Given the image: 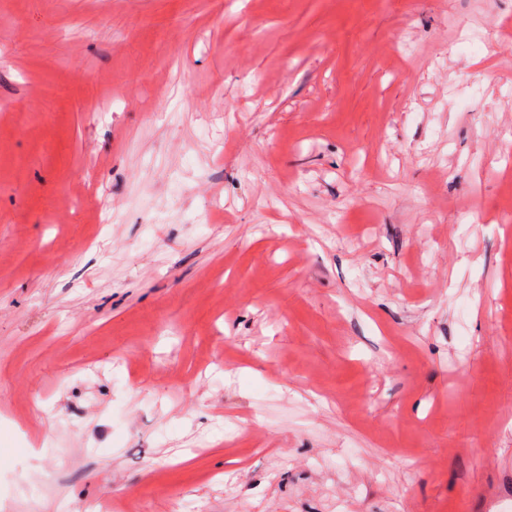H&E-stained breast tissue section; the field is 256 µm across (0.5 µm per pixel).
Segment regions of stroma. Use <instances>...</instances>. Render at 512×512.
<instances>
[{
	"label": "stroma",
	"mask_w": 512,
	"mask_h": 512,
	"mask_svg": "<svg viewBox=\"0 0 512 512\" xmlns=\"http://www.w3.org/2000/svg\"><path fill=\"white\" fill-rule=\"evenodd\" d=\"M131 500L512 512V0H0V512Z\"/></svg>",
	"instance_id": "stroma-1"
}]
</instances>
